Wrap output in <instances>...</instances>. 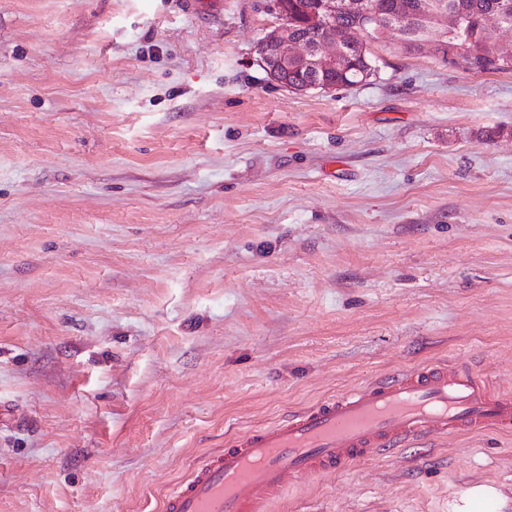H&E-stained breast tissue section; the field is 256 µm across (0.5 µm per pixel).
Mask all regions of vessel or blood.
Wrapping results in <instances>:
<instances>
[{"label": "vessel or blood", "instance_id": "obj_1", "mask_svg": "<svg viewBox=\"0 0 512 512\" xmlns=\"http://www.w3.org/2000/svg\"><path fill=\"white\" fill-rule=\"evenodd\" d=\"M512 429V393L457 362L371 380L238 434L168 494L163 512H270L285 487L427 438Z\"/></svg>", "mask_w": 512, "mask_h": 512}]
</instances>
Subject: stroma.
<instances>
[{"mask_svg":"<svg viewBox=\"0 0 512 512\" xmlns=\"http://www.w3.org/2000/svg\"><path fill=\"white\" fill-rule=\"evenodd\" d=\"M280 22L0 0V512H159L234 435L424 361L512 390V71L386 30L376 75L295 93L255 52ZM478 485L512 512V433L272 512H451Z\"/></svg>","mask_w":512,"mask_h":512,"instance_id":"stroma-1","label":"stroma"}]
</instances>
